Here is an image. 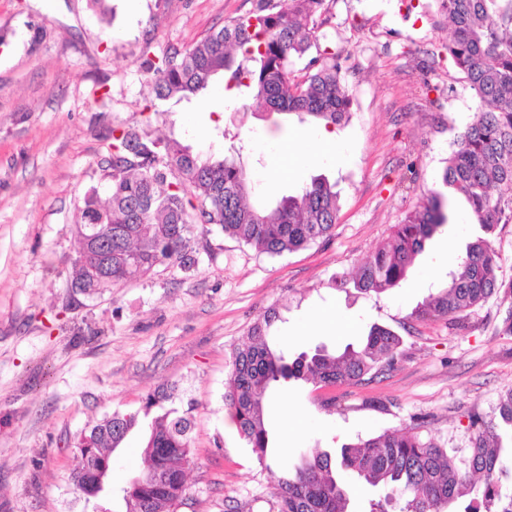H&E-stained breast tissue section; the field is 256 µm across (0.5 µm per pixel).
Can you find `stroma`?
<instances>
[{
  "mask_svg": "<svg viewBox=\"0 0 512 512\" xmlns=\"http://www.w3.org/2000/svg\"><path fill=\"white\" fill-rule=\"evenodd\" d=\"M327 3L316 34L341 55L351 105L338 140L322 143L297 116L236 112L217 96L150 107L149 63L254 0H107L108 25L90 0H0V512H93L70 484L77 435L173 386L193 416L180 512H270L274 475L298 453L387 429L463 441L469 413L490 412L512 387V334L501 329L512 296L492 298L464 330L414 315L480 232L464 202L397 287L332 285L441 188L476 101L444 50L436 0L409 15L395 0ZM116 126L205 156L239 153L268 200L325 176L340 206L332 236L268 256L201 225L191 270L160 265L101 296L74 294L78 206L106 185L100 164ZM272 309L269 340L292 356L359 344L374 325L402 346L390 370L358 384L278 387L268 416L287 452L266 470L224 404V382L235 348Z\"/></svg>",
  "mask_w": 512,
  "mask_h": 512,
  "instance_id": "35a3bbf8",
  "label": "stroma"
}]
</instances>
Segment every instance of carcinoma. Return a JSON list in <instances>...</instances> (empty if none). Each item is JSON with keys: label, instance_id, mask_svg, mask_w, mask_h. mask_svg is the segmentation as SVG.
<instances>
[{"label": "carcinoma", "instance_id": "obj_1", "mask_svg": "<svg viewBox=\"0 0 512 512\" xmlns=\"http://www.w3.org/2000/svg\"><path fill=\"white\" fill-rule=\"evenodd\" d=\"M448 18L445 45L465 75L478 105L457 135L442 183L464 198L484 236L466 246L448 273V285L419 315L444 319L459 329L463 319L504 292L512 280L501 277L494 237L512 224V0H438ZM325 0H255L248 13L227 20L186 48H172L149 65L151 107L190 102L215 89L217 78L232 96L224 103L240 111L297 114L328 128L344 121L350 95L338 55L318 42V20ZM308 59L295 75L293 60ZM107 198L93 187L85 193L74 227L79 249L69 288L93 297L116 282L149 274L162 263L189 270L195 264L194 229L208 224L260 254L281 256L326 240L338 219L334 186L315 177L295 195L276 201L255 197L240 158L202 157L176 139H152L133 128H112L110 153L103 162ZM452 202L431 191L394 226L351 278L365 292L382 293L407 276L425 243L448 224ZM277 312L250 328L233 352L224 402L257 462L266 470L273 430L266 413L275 387L290 381L322 386L361 382L390 369L401 338L374 326L359 349L333 353L318 346L291 359L268 342ZM173 394H150L134 412L116 411L81 432L74 449L79 462L71 473L78 498L112 512L95 491L100 464L112 470V452L134 434L143 436L142 467L136 481L121 488L112 505L118 512H178L186 496L181 475L191 460L192 408L169 405ZM467 440L448 445L404 429L300 455L275 477L277 512H351L344 476L385 492L370 499L366 512H512V467L502 462L504 442H512V389L498 395L493 413L469 415Z\"/></svg>", "mask_w": 512, "mask_h": 512}]
</instances>
